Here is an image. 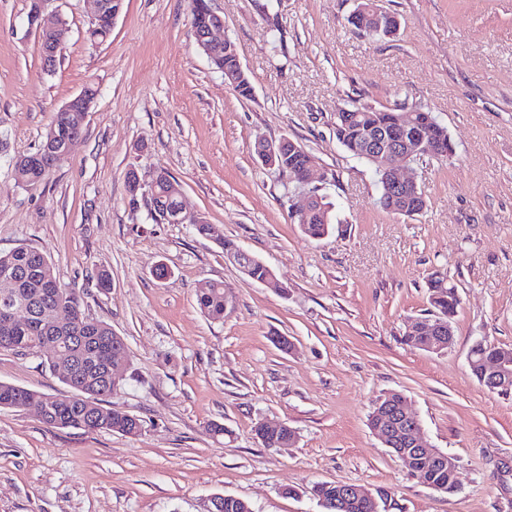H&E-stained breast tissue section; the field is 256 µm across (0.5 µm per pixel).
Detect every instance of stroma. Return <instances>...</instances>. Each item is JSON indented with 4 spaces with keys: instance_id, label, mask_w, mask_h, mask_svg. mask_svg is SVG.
<instances>
[{
    "instance_id": "obj_1",
    "label": "stroma",
    "mask_w": 512,
    "mask_h": 512,
    "mask_svg": "<svg viewBox=\"0 0 512 512\" xmlns=\"http://www.w3.org/2000/svg\"><path fill=\"white\" fill-rule=\"evenodd\" d=\"M209 4L252 98L198 49L191 0H124L101 42L88 36L94 0H46L69 28L51 72L31 0H0V252L41 250L86 315L124 338L109 402L142 422L134 436L87 432L0 408V512H202L214 494L253 512H320L312 486L336 481L387 492L379 512H512V396L468 363L476 343L512 348V0H381L402 22L386 39L348 25L356 0ZM88 87L95 103L67 158L43 182L19 183L11 160L35 152ZM355 104L422 108L447 127L454 156L412 166L421 214L383 209L372 169L338 143L336 114ZM283 137L327 176L319 187L339 219L328 237L301 232L297 190L255 154L258 139ZM131 169L145 180L168 171L187 209L266 262L287 294L245 278L192 225L154 221L147 197H130ZM160 261L170 277L154 276ZM435 272L460 299L443 353L403 342ZM206 281L233 295L223 320L198 309ZM0 382L65 390L40 358L11 351H0ZM391 391L456 458V493L411 474L369 428ZM266 419L296 442L265 447L255 427Z\"/></svg>"
}]
</instances>
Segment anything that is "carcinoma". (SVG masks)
<instances>
[{
  "instance_id": "cac0c4a2",
  "label": "carcinoma",
  "mask_w": 512,
  "mask_h": 512,
  "mask_svg": "<svg viewBox=\"0 0 512 512\" xmlns=\"http://www.w3.org/2000/svg\"><path fill=\"white\" fill-rule=\"evenodd\" d=\"M361 109L357 121L345 123L335 122L334 133L337 141L353 157L362 158L361 142L372 135L387 130L395 117L404 110L402 106L371 107L359 106ZM412 119L430 142H436L448 147L450 136L448 129L441 125L433 113L421 111L412 113ZM53 131L57 138L52 145L41 144L36 152L22 157L23 166L20 170L25 183L35 185L57 167V154L63 150L62 137L69 135L73 138L83 134L73 112L56 113ZM317 213L306 224H299L302 233L312 239H322L336 229V216L333 206L326 197L319 195L315 200ZM201 236L215 239L224 250V254H237L240 247L235 241L211 234L212 225H195ZM248 273L245 277L255 282H262L269 274V266L255 257L245 260ZM16 273L22 276L8 296L0 292V306L4 299L18 308L30 313L28 321L17 323L4 332L0 330V350L13 351L20 355H38L50 353L49 364L56 359L78 362L87 371V380L74 383L62 380L68 388V394L51 396L8 383H0V407L25 409L34 403L44 406L42 422L51 428H76L85 431H113L128 434L134 423L127 413L111 406L103 405L105 398L112 396L116 386L112 384V376L107 368L115 358H124L127 347L124 340L115 335L112 327L103 322H97V327L91 332L85 331L83 300L75 290L61 289L62 297H54L48 293L46 284L57 282L53 266L48 257L38 249L29 246H18L15 249L0 253V275ZM428 304L434 316L446 321L453 320L459 306V297L454 286L448 280L434 274L427 282ZM226 285L221 281H208L206 287L197 291V304L200 312L207 318L220 321L224 319V294ZM63 303L73 318V328L63 334L52 331L41 324L40 315L52 310L58 303ZM497 353V346L477 343L471 348L470 369L475 377H480V362L489 359ZM102 407L98 420L89 417L86 400ZM256 435L261 437L264 446L268 448H283L292 439V434L281 430L278 436L266 437L261 433V426H256ZM424 481H432L447 487V494L452 495L458 490L455 482L449 478L448 471H428Z\"/></svg>"
}]
</instances>
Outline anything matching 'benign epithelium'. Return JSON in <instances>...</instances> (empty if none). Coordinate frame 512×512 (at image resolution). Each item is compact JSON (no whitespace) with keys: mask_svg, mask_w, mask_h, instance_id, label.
<instances>
[{"mask_svg":"<svg viewBox=\"0 0 512 512\" xmlns=\"http://www.w3.org/2000/svg\"><path fill=\"white\" fill-rule=\"evenodd\" d=\"M97 11L94 19H99L103 14L112 15V20H117L122 12L123 0H96ZM44 0H33L29 12V26L37 33L59 32L58 40L52 41L49 47L44 50V67L60 56L64 50L65 41L68 35V28L61 19H50L43 15ZM391 15L378 6L355 12L349 16L361 30L372 32L384 28ZM224 28V19L210 13V20L202 34L196 37L198 47L207 58H212L219 49L233 57V65L221 71L224 83L233 90L247 80V73L243 68L237 47L228 37H217V31ZM95 95L84 89L73 96L60 108L62 112L80 113V122H85L88 112L91 111ZM412 117L402 114L397 119V127L393 131L385 133L380 140L367 139L361 144L362 152L383 174L386 194L392 201H401L407 196L419 193V186L415 179L404 176L397 172L396 165H409L410 163L427 157L435 156L442 152V148H433L418 134L412 132ZM286 139L278 141L259 140L255 144V151L261 163L277 171L282 170L284 160V146ZM127 183L132 196L142 192L150 196V216H156V202L158 195L155 190V182L143 181L139 175L128 174ZM170 196L176 198V203L170 210L166 211V219L169 224H205L207 220L199 215L188 211L183 202V191L181 185L171 183L169 187ZM314 201L313 194H306L303 199L293 204L292 214L304 221L311 218L314 211L311 210V202ZM415 330L431 336H439L441 340L431 342L430 350L441 351L453 343L452 324L445 323L439 319H432L420 323ZM484 374L487 385L493 389L498 387L507 378H512V350L509 348L500 349V353L488 360L484 365ZM376 431H378L387 447L396 448V455L407 463L414 462L421 458L432 462L439 467H453L455 460L453 456L438 452L428 443L421 439L422 426L420 421L409 409L407 401L400 403L386 402L378 405L376 412ZM340 500L346 505L350 502H357L367 497L364 488L355 484L341 483Z\"/></svg>","mask_w":512,"mask_h":512,"instance_id":"obj_1","label":"benign epithelium"}]
</instances>
